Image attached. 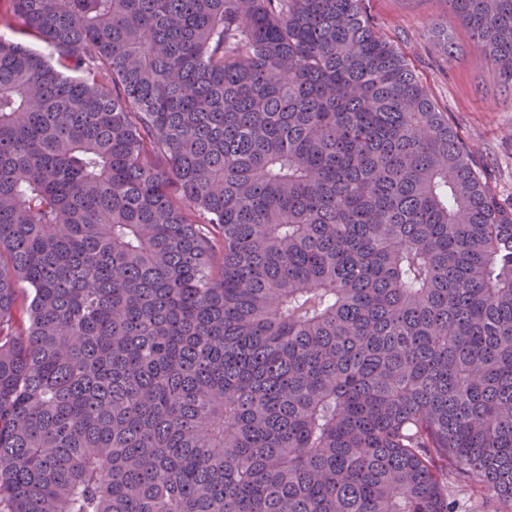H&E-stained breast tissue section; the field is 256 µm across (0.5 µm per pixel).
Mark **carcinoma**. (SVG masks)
<instances>
[{"mask_svg":"<svg viewBox=\"0 0 512 512\" xmlns=\"http://www.w3.org/2000/svg\"><path fill=\"white\" fill-rule=\"evenodd\" d=\"M456 488L512 504V207L364 0H0V512Z\"/></svg>","mask_w":512,"mask_h":512,"instance_id":"carcinoma-1","label":"carcinoma"}]
</instances>
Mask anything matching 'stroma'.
<instances>
[{"instance_id": "stroma-1", "label": "stroma", "mask_w": 512, "mask_h": 512, "mask_svg": "<svg viewBox=\"0 0 512 512\" xmlns=\"http://www.w3.org/2000/svg\"><path fill=\"white\" fill-rule=\"evenodd\" d=\"M365 7L378 31L404 53L454 131L476 145L503 203L512 204V87L455 21L446 0H366ZM433 22L452 31L453 58L434 45Z\"/></svg>"}]
</instances>
